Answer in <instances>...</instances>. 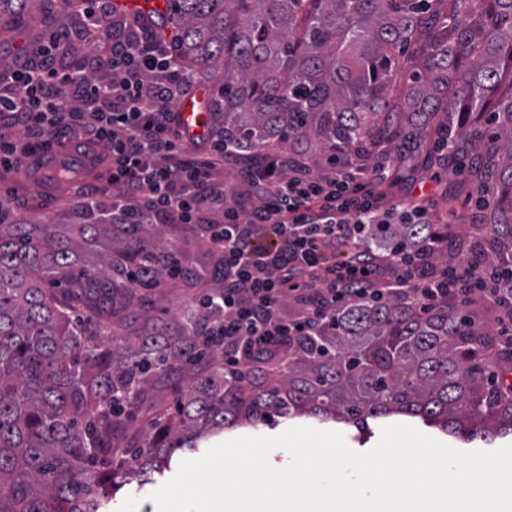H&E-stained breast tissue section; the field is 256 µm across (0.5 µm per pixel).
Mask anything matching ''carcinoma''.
I'll use <instances>...</instances> for the list:
<instances>
[{"instance_id": "obj_1", "label": "carcinoma", "mask_w": 512, "mask_h": 512, "mask_svg": "<svg viewBox=\"0 0 512 512\" xmlns=\"http://www.w3.org/2000/svg\"><path fill=\"white\" fill-rule=\"evenodd\" d=\"M42 4V16L28 5ZM173 62L216 87L208 123L256 152L288 148L289 169L324 160L370 174L373 156L421 159L480 177L471 255L512 265V0H167ZM32 26L81 36L71 0H0V33ZM78 224L0 223V512H104L99 488L170 462L226 428L272 415L418 417L471 440L512 434V395L490 386L484 332L446 308L418 316L393 296L355 300L336 327L276 361L224 375V350L188 365L218 307L149 315L175 266L208 277L148 224L81 208ZM427 224L373 227L375 240ZM187 377L179 409L134 425L157 385Z\"/></svg>"}]
</instances>
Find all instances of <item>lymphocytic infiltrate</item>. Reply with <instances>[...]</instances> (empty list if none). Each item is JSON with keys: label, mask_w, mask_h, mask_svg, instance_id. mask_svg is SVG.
<instances>
[{"label": "lymphocytic infiltrate", "mask_w": 512, "mask_h": 512, "mask_svg": "<svg viewBox=\"0 0 512 512\" xmlns=\"http://www.w3.org/2000/svg\"><path fill=\"white\" fill-rule=\"evenodd\" d=\"M72 42L70 33H45L40 62L14 70L11 89L0 92V117L23 120L19 133L0 125V170L20 171L37 143L71 136L103 146L111 161L107 186L82 185L79 203L96 205L109 187L113 223L201 225L220 261L221 291L200 280L199 304L224 311L217 333L226 366L265 359L292 337L334 326L351 299L399 293L426 313L457 300L480 303L494 313L492 333L512 338V304L498 302L500 279L485 262H469L462 288L456 269L434 264L448 226L434 225L421 241L378 243L367 234V226L394 218L429 222L426 198L379 205L374 189L393 178L390 167L377 166L363 181L332 168L315 177L289 171L287 153L252 158L220 136L185 145L175 103L194 78L173 65L162 43L124 28L95 52L61 62ZM227 167L244 174L254 206L216 190ZM289 301L299 306L295 314L283 309Z\"/></svg>", "instance_id": "1"}]
</instances>
